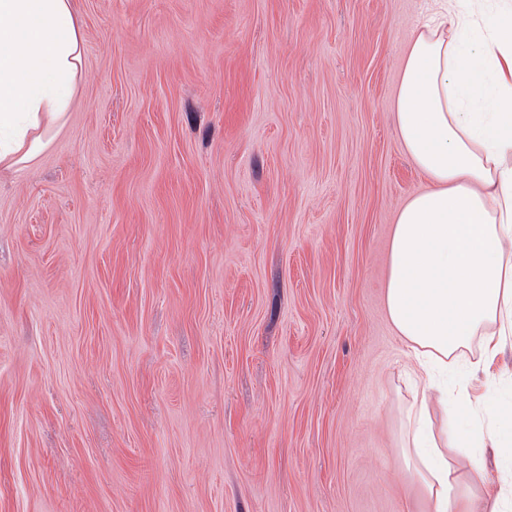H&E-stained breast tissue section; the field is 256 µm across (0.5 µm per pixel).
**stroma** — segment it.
<instances>
[{
    "instance_id": "35a3bbf8",
    "label": "stroma",
    "mask_w": 512,
    "mask_h": 512,
    "mask_svg": "<svg viewBox=\"0 0 512 512\" xmlns=\"http://www.w3.org/2000/svg\"><path fill=\"white\" fill-rule=\"evenodd\" d=\"M0 168V512H430L402 454L394 101L429 0H74ZM512 405V341L475 374Z\"/></svg>"
}]
</instances>
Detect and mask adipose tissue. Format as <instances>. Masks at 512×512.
I'll return each mask as SVG.
<instances>
[{
    "mask_svg": "<svg viewBox=\"0 0 512 512\" xmlns=\"http://www.w3.org/2000/svg\"><path fill=\"white\" fill-rule=\"evenodd\" d=\"M482 45L463 38L487 0H435L404 60L397 129L431 182L399 211L386 304L417 379L404 415V457L432 512H512V463L498 482L473 458L512 436L449 362L478 352L489 371L512 335V0ZM84 42L71 0H0V166L24 172L64 121ZM454 406L474 427L463 442L435 429Z\"/></svg>",
    "mask_w": 512,
    "mask_h": 512,
    "instance_id": "obj_1",
    "label": "adipose tissue"
}]
</instances>
